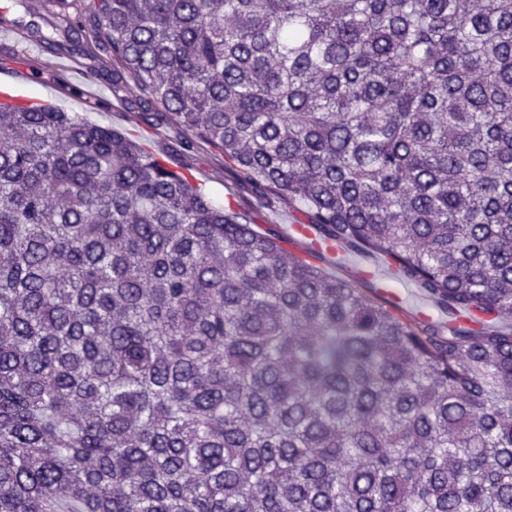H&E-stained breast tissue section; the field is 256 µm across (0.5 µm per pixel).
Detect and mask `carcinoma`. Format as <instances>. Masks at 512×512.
Listing matches in <instances>:
<instances>
[{
    "mask_svg": "<svg viewBox=\"0 0 512 512\" xmlns=\"http://www.w3.org/2000/svg\"><path fill=\"white\" fill-rule=\"evenodd\" d=\"M182 151L392 261L435 325L122 131L0 103V512H512V0H83Z\"/></svg>",
    "mask_w": 512,
    "mask_h": 512,
    "instance_id": "1",
    "label": "carcinoma"
}]
</instances>
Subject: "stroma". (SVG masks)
Returning a JSON list of instances; mask_svg holds the SVG:
<instances>
[{
    "label": "stroma",
    "mask_w": 512,
    "mask_h": 512,
    "mask_svg": "<svg viewBox=\"0 0 512 512\" xmlns=\"http://www.w3.org/2000/svg\"><path fill=\"white\" fill-rule=\"evenodd\" d=\"M46 0H0V76L13 72L20 65L36 68L37 78L27 91L42 96L51 105L81 119L122 130L157 158L170 167L181 168L189 165L195 181L201 185L216 205L233 201L247 209L254 218L259 231H272L288 238V248L295 254H302L304 242L291 240V227L299 223L301 216L287 207L268 208L247 186L239 184L233 174L225 168L223 155L207 149L200 150L193 158H186L171 132L154 130L138 122L134 112L115 102L112 94V77L108 64L94 58H84L83 63L103 92V104L99 107L83 106L79 97L82 85L71 81L65 92H57L58 74L49 67V53L32 42H17L7 36L9 27L19 24L25 27L38 26L52 30L57 18L45 8ZM326 272L339 277H351L353 272L372 270L371 278L361 280L360 285L385 300L397 301L401 309L414 315H425L431 321H444L447 310L436 304L422 288L405 278L397 276L390 263L383 258L358 252H344L342 259L323 256L318 261Z\"/></svg>",
    "instance_id": "35a3bbf8"
}]
</instances>
